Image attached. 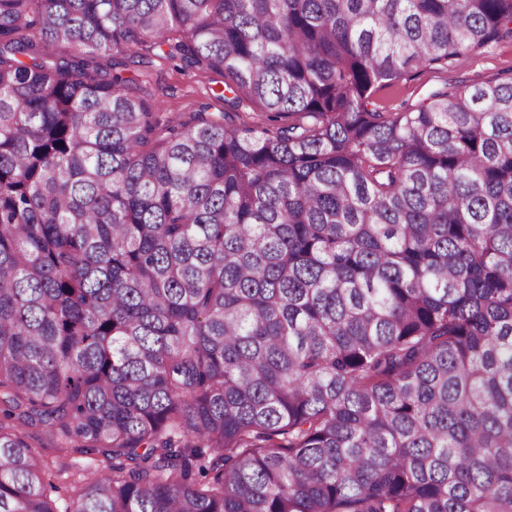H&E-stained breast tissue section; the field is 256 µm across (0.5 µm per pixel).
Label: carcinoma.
<instances>
[{"mask_svg":"<svg viewBox=\"0 0 512 512\" xmlns=\"http://www.w3.org/2000/svg\"><path fill=\"white\" fill-rule=\"evenodd\" d=\"M503 42L512 0H0V512H54L16 417L101 457L72 512H512V75L373 100ZM147 55L260 114L164 116Z\"/></svg>","mask_w":512,"mask_h":512,"instance_id":"obj_1","label":"carcinoma"}]
</instances>
